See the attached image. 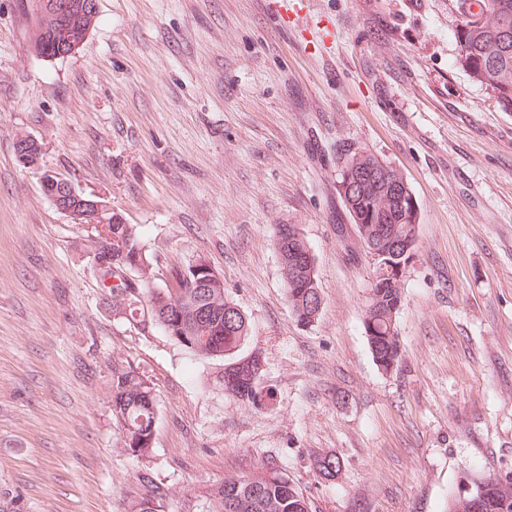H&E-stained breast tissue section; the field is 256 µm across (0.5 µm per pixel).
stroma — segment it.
<instances>
[{
	"label": "stroma",
	"mask_w": 512,
	"mask_h": 512,
	"mask_svg": "<svg viewBox=\"0 0 512 512\" xmlns=\"http://www.w3.org/2000/svg\"><path fill=\"white\" fill-rule=\"evenodd\" d=\"M0 0V512H128L137 474L190 512L272 461L316 512H445L463 476L512 471V112L460 66L456 0H98L84 44L37 56ZM38 139L21 165L16 136ZM399 169L421 209L397 316L401 360L363 329L371 261L336 193L345 150ZM54 172L107 196L169 269L208 258L248 317L269 405L223 361L113 315ZM300 225L322 308L285 299L274 240ZM158 397L149 458L124 450L111 364ZM342 462L322 480L314 452Z\"/></svg>",
	"instance_id": "35a3bbf8"
}]
</instances>
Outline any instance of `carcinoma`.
<instances>
[{
  "instance_id": "cac0c4a2",
  "label": "carcinoma",
  "mask_w": 512,
  "mask_h": 512,
  "mask_svg": "<svg viewBox=\"0 0 512 512\" xmlns=\"http://www.w3.org/2000/svg\"><path fill=\"white\" fill-rule=\"evenodd\" d=\"M98 13L70 15L65 24L46 18L40 22L43 51L54 56L60 48L95 24ZM460 63L470 75L490 88L503 108L512 112V0H471L457 26ZM402 174L365 151L346 153L336 192L353 224L382 232L386 255L378 264L387 270L372 283L363 314V327L377 368L387 374L401 357L396 318L402 301V280L389 268L403 262L406 244H414L420 224V208L411 189H395ZM102 229L83 225L81 251L112 249V270L99 278L112 302V314L134 320L142 328L159 326L189 352L224 360V393L245 405L265 404L261 387L263 362L257 353H243L249 335L247 316L225 295L224 279L207 259L198 257L170 270L168 283L152 285L153 259L146 252L139 229L112 211ZM281 271L300 267L297 281L283 278L285 297L295 318L318 319L321 292L315 262L305 261L310 251L297 224L275 225ZM146 304L149 317L137 318ZM110 411L121 432L123 447L147 458L153 448L158 401L151 382L129 363L115 359L111 366ZM312 466L328 481L336 478L341 462L330 454H315ZM473 493L459 492L448 498V512H512V478L509 475H469ZM138 493L129 512H148L163 507L168 489L155 480L150 469L138 477ZM202 512H313L310 498L273 462L249 474L212 485L204 495Z\"/></svg>"
}]
</instances>
